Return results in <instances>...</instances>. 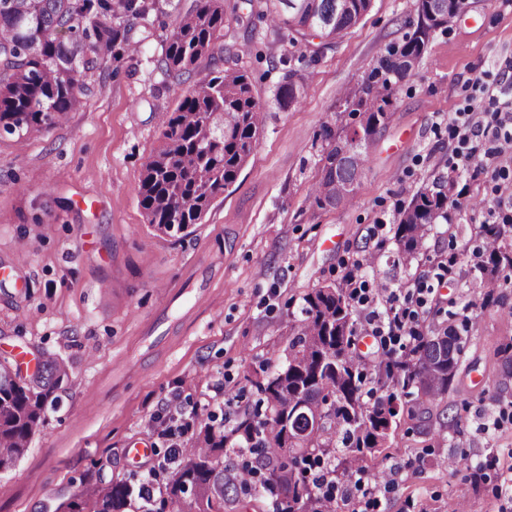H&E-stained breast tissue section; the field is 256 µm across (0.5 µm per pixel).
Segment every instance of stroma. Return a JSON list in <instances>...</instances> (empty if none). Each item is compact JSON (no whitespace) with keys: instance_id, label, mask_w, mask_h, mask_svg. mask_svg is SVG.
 I'll list each match as a JSON object with an SVG mask.
<instances>
[{"instance_id":"obj_1","label":"stroma","mask_w":512,"mask_h":512,"mask_svg":"<svg viewBox=\"0 0 512 512\" xmlns=\"http://www.w3.org/2000/svg\"><path fill=\"white\" fill-rule=\"evenodd\" d=\"M131 37L139 51L96 73L95 91L68 121L0 139V359L63 358L70 379L16 467L0 472V512H66L96 482H139L174 472L168 418L196 405L223 411L225 428L250 413L251 379L285 360L304 296L363 263L379 299L430 284L421 330L464 327V356L447 394L411 415L403 398L385 443L358 465L395 472L368 512H512V288L475 267L480 226L502 211L469 198L512 194V158L492 183L449 167L448 125L476 105L478 81L512 84V0H469L437 29L370 147L353 200L320 208L324 124L344 109L388 43L402 40L415 0H372L365 18L318 54L250 23L249 0H224V51L188 71L161 64L181 15L196 0H154ZM245 70L265 122L235 183L187 233L149 226L138 203L143 166L163 121L190 87L224 68ZM294 82L301 97L275 94ZM441 177L454 180L447 221L432 225L419 257L400 258V205ZM449 266L439 278L441 266ZM144 444L146 457L131 450Z\"/></svg>"}]
</instances>
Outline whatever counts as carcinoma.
<instances>
[{
  "mask_svg": "<svg viewBox=\"0 0 512 512\" xmlns=\"http://www.w3.org/2000/svg\"><path fill=\"white\" fill-rule=\"evenodd\" d=\"M301 2L263 0L254 17L290 42L310 45L324 38L326 26L342 37L372 0H351L352 10L342 14L341 0H318L319 17L313 20L298 12ZM147 14L145 0H0V135L31 137L66 123L89 91V74L109 59L137 52L129 37H120L114 20H122L129 33ZM450 17L448 0H416L413 32L387 45L368 77L346 92L351 122L339 115L338 124L323 128L327 145L313 187L318 207H338L354 197L352 189L336 194L334 185L358 184L397 85L422 58L431 33ZM223 32L224 0H199L171 34L165 68L186 70L213 55ZM263 125V108L241 69L217 71L188 89L164 122L162 146L144 164L138 203L147 223L165 234L201 223L217 195L237 179ZM453 188L454 181L440 179L398 208L394 238L401 255L420 254L428 227L448 220ZM483 232L480 269L493 284L500 270H512V242L497 224L483 225ZM300 313L285 363L252 382L259 395L255 410L228 432L222 424L204 425L148 512H166L170 504L177 512H224L229 497L249 494L257 483L270 494L272 512H321L308 469L331 463L339 444L351 454L378 448L399 414V396L412 388L428 401L447 393L465 349L463 336L447 328L417 337L405 356L390 354L368 373L352 351L356 327L347 288L314 289L304 296ZM368 377L381 396L363 389ZM68 379L65 362L51 355L27 378L0 360V471L24 455ZM229 448L256 455L258 478L245 471L224 474L221 457ZM133 494L127 481L100 482L81 492L82 512H126Z\"/></svg>",
  "mask_w": 512,
  "mask_h": 512,
  "instance_id": "obj_1",
  "label": "carcinoma"
}]
</instances>
